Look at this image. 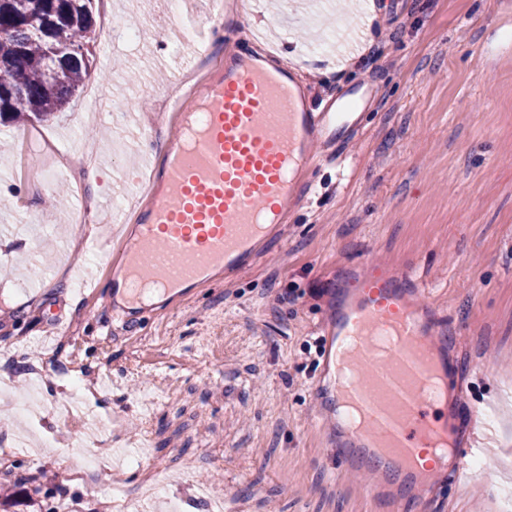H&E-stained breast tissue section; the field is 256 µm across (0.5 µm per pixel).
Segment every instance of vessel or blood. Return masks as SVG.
I'll return each mask as SVG.
<instances>
[{"instance_id": "vessel-or-blood-1", "label": "vessel or blood", "mask_w": 512, "mask_h": 512, "mask_svg": "<svg viewBox=\"0 0 512 512\" xmlns=\"http://www.w3.org/2000/svg\"><path fill=\"white\" fill-rule=\"evenodd\" d=\"M195 99V110L183 113L168 143L137 235L122 249L123 292L138 311L129 315L111 299L106 306L123 323L151 315L147 290L172 291L206 282L216 269L230 276L251 266L279 238L288 208L307 191L304 175L315 168L320 149L352 141L365 92L331 94L316 112L293 74L271 67L269 56L245 54L226 61ZM378 331L401 337L402 345L385 359L363 345L350 357L361 374L358 385L338 387L336 344L351 333ZM323 333L331 345L318 388L332 398L333 414L358 404L385 424L360 437L344 435L332 450L342 472L369 476L367 497L396 504L427 498L446 481L471 480V460L490 450L489 442L471 445L464 438L480 420L478 409L433 417L417 396L419 382L433 372L456 377L436 346L441 329L419 277L375 269L340 292ZM441 437L453 450L452 465L421 464L425 449Z\"/></svg>"}]
</instances>
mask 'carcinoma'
Listing matches in <instances>:
<instances>
[{
    "mask_svg": "<svg viewBox=\"0 0 512 512\" xmlns=\"http://www.w3.org/2000/svg\"><path fill=\"white\" fill-rule=\"evenodd\" d=\"M94 0H0V124L49 119L91 67Z\"/></svg>",
    "mask_w": 512,
    "mask_h": 512,
    "instance_id": "cac0c4a2",
    "label": "carcinoma"
}]
</instances>
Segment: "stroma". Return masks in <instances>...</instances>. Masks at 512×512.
<instances>
[{
	"label": "stroma",
	"mask_w": 512,
	"mask_h": 512,
	"mask_svg": "<svg viewBox=\"0 0 512 512\" xmlns=\"http://www.w3.org/2000/svg\"><path fill=\"white\" fill-rule=\"evenodd\" d=\"M353 2L239 0L215 18L210 0H181L175 14L165 0H95L86 81L124 100L127 118L86 112L81 91L48 121L0 124V350L26 382L12 395L29 403L0 421V448L27 444L25 456L0 459L16 493L0 512H86L115 490L126 512H141L138 469L104 464L86 477L67 466L90 452L59 409L76 369L84 386L111 381L98 418L113 447L148 438L146 465L192 461L164 489L183 512H206L210 500L224 512H384L359 478L340 475L316 390L336 281L368 259L427 284L498 450L487 482L442 484L434 502L411 499L404 512H512V10L375 0L371 15ZM132 16L134 38L108 36ZM204 43L220 63L239 46L272 47L314 99L367 82L375 100L342 157L308 173L311 191L261 259L231 279L214 271L128 328L104 303L113 259L90 243L112 229L134 234L148 206L135 199L140 173L176 133L160 93ZM26 131L94 161L59 203L55 188L15 175ZM39 217L35 241L28 226ZM35 365L56 380L53 399L29 379Z\"/></svg>",
	"instance_id": "35a3bbf8"
}]
</instances>
